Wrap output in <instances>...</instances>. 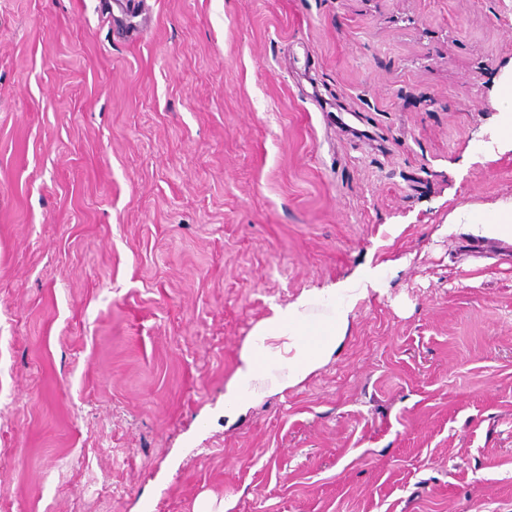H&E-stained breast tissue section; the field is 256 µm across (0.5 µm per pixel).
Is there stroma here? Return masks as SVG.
<instances>
[{
    "instance_id": "35a3bbf8",
    "label": "stroma",
    "mask_w": 512,
    "mask_h": 512,
    "mask_svg": "<svg viewBox=\"0 0 512 512\" xmlns=\"http://www.w3.org/2000/svg\"><path fill=\"white\" fill-rule=\"evenodd\" d=\"M512 0H0V512H512ZM363 282L238 417L274 307ZM499 112L503 114L498 136L512 146V79L505 77L501 86ZM448 230L512 243V199L499 201L489 212L470 206L454 208L448 215ZM367 296L368 288H326L273 308L242 349L224 391L225 413L296 387L323 367L346 339L354 306Z\"/></svg>"
}]
</instances>
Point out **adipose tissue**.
Segmentation results:
<instances>
[{"label":"adipose tissue","mask_w":512,"mask_h":512,"mask_svg":"<svg viewBox=\"0 0 512 512\" xmlns=\"http://www.w3.org/2000/svg\"><path fill=\"white\" fill-rule=\"evenodd\" d=\"M449 230L480 239L512 243V199L491 211L454 208ZM364 288H326L307 292L275 307L244 345L240 362L224 391V410L263 400L306 381L336 354L347 337L350 315Z\"/></svg>","instance_id":"ef3b65f1"}]
</instances>
